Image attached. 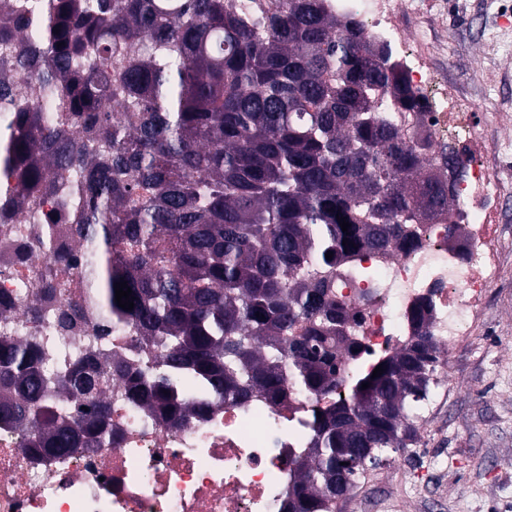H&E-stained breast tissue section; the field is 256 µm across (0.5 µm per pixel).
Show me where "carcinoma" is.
<instances>
[{"mask_svg":"<svg viewBox=\"0 0 512 512\" xmlns=\"http://www.w3.org/2000/svg\"><path fill=\"white\" fill-rule=\"evenodd\" d=\"M416 111L405 75L325 0H0V218L49 205L13 241L14 262L43 256L29 314L75 348L57 371L12 334L1 295L0 423L25 427L44 460L112 443L113 377L170 427L254 392L279 406L335 392L356 315L322 270L406 249L410 225L453 208L448 155L434 163L430 136L401 131ZM71 221L79 256L59 247ZM80 261L91 322L64 304ZM123 281L130 311L115 299ZM428 311L412 312L414 336L382 375L313 420L286 512H336L369 470L419 443L448 361ZM118 324L159 354L112 358ZM68 396L85 408H64Z\"/></svg>","mask_w":512,"mask_h":512,"instance_id":"carcinoma-1","label":"carcinoma"}]
</instances>
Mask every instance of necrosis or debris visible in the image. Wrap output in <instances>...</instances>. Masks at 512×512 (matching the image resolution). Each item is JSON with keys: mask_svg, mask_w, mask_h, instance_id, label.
Listing matches in <instances>:
<instances>
[{"mask_svg": "<svg viewBox=\"0 0 512 512\" xmlns=\"http://www.w3.org/2000/svg\"><path fill=\"white\" fill-rule=\"evenodd\" d=\"M326 2L341 21L368 19L370 42L407 77L423 110L408 114V123H424L464 159L451 183L456 238H449L447 225L427 224L407 251H367L328 271L337 300L355 307L361 320L357 347L343 358L336 394L344 397L412 335L411 310L422 300L431 303L427 330L441 343L454 349L472 335L503 266L497 226L512 169L480 135L474 96L449 79L444 59L430 48L431 31L416 26L421 16L440 13L445 0H406L401 7L394 0ZM39 271L0 249V294L19 300L11 320L19 335L38 337L62 366L69 339L23 313ZM109 397L116 438L93 452L36 462L23 450V432L0 424V512H281L294 479L291 460L305 448L316 412L330 403L301 398L284 409L255 395L243 405L214 404L204 419L173 428L129 403L120 386Z\"/></svg>", "mask_w": 512, "mask_h": 512, "instance_id": "4bbe7bcc", "label": "necrosis or debris"}]
</instances>
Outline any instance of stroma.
I'll return each mask as SVG.
<instances>
[{
    "label": "stroma",
    "instance_id": "35a3bbf8",
    "mask_svg": "<svg viewBox=\"0 0 512 512\" xmlns=\"http://www.w3.org/2000/svg\"><path fill=\"white\" fill-rule=\"evenodd\" d=\"M429 24L449 78L475 92L483 134L512 166V0H448ZM504 199L499 281L431 392L417 447L369 471L339 512H512V180Z\"/></svg>",
    "mask_w": 512,
    "mask_h": 512
}]
</instances>
